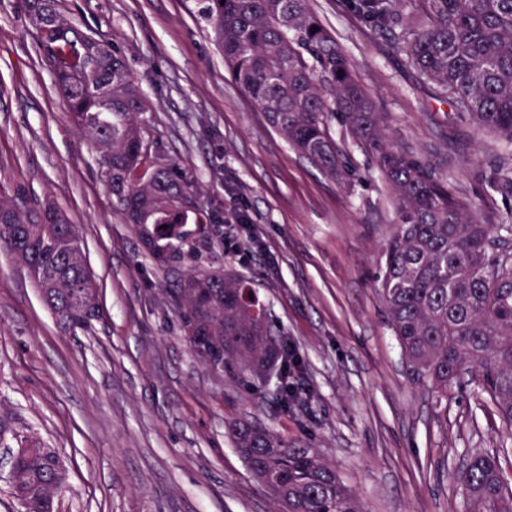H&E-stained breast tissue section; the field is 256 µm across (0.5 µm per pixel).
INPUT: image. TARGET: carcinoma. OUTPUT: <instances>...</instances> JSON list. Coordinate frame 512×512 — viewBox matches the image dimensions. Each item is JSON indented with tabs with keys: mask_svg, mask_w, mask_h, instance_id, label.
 <instances>
[{
	"mask_svg": "<svg viewBox=\"0 0 512 512\" xmlns=\"http://www.w3.org/2000/svg\"><path fill=\"white\" fill-rule=\"evenodd\" d=\"M224 66L245 100L292 147L333 177L346 178L331 133L339 120L390 184L398 222L385 250L379 289L413 380L448 395L475 376L498 413L512 423V251L478 220L448 178L397 146L351 63L312 11L310 0H206ZM374 35L406 56L417 76L459 112L502 136L493 187L512 198V0H343ZM30 25L71 124L107 166L112 196L158 264L184 261L189 275L169 289L183 329L207 336L199 356L217 369L249 373L264 386L277 380L283 411L303 389L288 374L299 361L277 335L260 297L241 277L213 268L216 216L194 202L192 179L162 162L139 115L148 102L114 44L99 38L75 46L79 30L58 0H25ZM0 243L27 270L44 306L65 333L86 331L100 317L98 289L81 240L50 220L45 208L0 201ZM191 222L195 229L182 230ZM238 453L285 512H365L336 471L312 448L291 447L252 425L235 428ZM14 467L27 512H53L68 472L32 436ZM467 512H512V490L497 455L478 453L455 473Z\"/></svg>",
	"mask_w": 512,
	"mask_h": 512,
	"instance_id": "carcinoma-1",
	"label": "carcinoma"
}]
</instances>
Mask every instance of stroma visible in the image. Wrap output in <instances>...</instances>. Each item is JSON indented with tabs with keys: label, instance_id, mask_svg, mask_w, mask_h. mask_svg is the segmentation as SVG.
Returning <instances> with one entry per match:
<instances>
[{
	"label": "stroma",
	"instance_id": "1",
	"mask_svg": "<svg viewBox=\"0 0 512 512\" xmlns=\"http://www.w3.org/2000/svg\"><path fill=\"white\" fill-rule=\"evenodd\" d=\"M394 141L447 176L488 224L505 203L487 178L500 140L438 99L390 42L342 0H312ZM203 0H61L74 24L118 46L151 110L147 137L223 221L225 271L247 280L302 359L305 401L217 373L190 348L161 268L125 223L95 148L67 106L24 10L0 0V193L55 203L82 239L101 318L61 332L26 271L0 247V418L65 462L59 512H280L233 447L246 421L315 449L367 512H467L452 475L498 455L512 488V424L477 382L447 395L415 385L379 295L378 260L398 221L393 192L340 121V182L291 148L246 102L224 66Z\"/></svg>",
	"mask_w": 512,
	"mask_h": 512
}]
</instances>
